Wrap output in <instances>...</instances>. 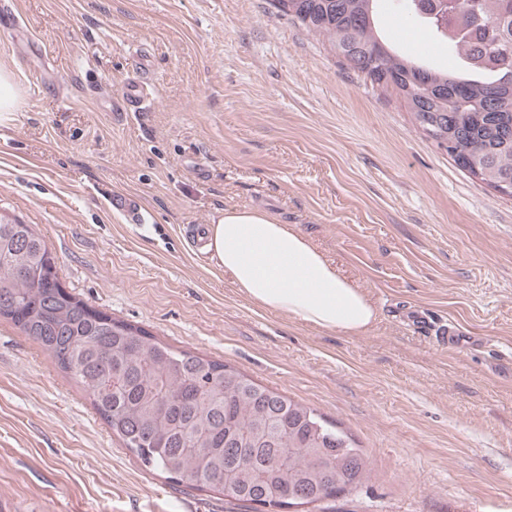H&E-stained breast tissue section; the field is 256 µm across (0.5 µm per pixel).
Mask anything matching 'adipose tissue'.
I'll return each instance as SVG.
<instances>
[{"label":"adipose tissue","instance_id":"ef3b65f1","mask_svg":"<svg viewBox=\"0 0 512 512\" xmlns=\"http://www.w3.org/2000/svg\"><path fill=\"white\" fill-rule=\"evenodd\" d=\"M205 247L253 304L312 327L366 332L377 311L366 293L293 226L268 211L227 208L212 218Z\"/></svg>","mask_w":512,"mask_h":512}]
</instances>
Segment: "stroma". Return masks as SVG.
<instances>
[{
  "label": "stroma",
  "mask_w": 512,
  "mask_h": 512,
  "mask_svg": "<svg viewBox=\"0 0 512 512\" xmlns=\"http://www.w3.org/2000/svg\"><path fill=\"white\" fill-rule=\"evenodd\" d=\"M400 53L427 48L382 0ZM0 215L34 225L67 291L164 344L317 409L369 453L336 512H512V197L426 139L392 90L270 0H0ZM150 72L147 108L113 115ZM148 212L129 224L113 192ZM271 212L377 306L352 336L262 309L189 227ZM478 345L414 333L405 308ZM0 512H253L145 469L82 384L0 318ZM18 91L10 72L0 70V112H12L17 102Z\"/></svg>",
  "instance_id": "stroma-1"
}]
</instances>
